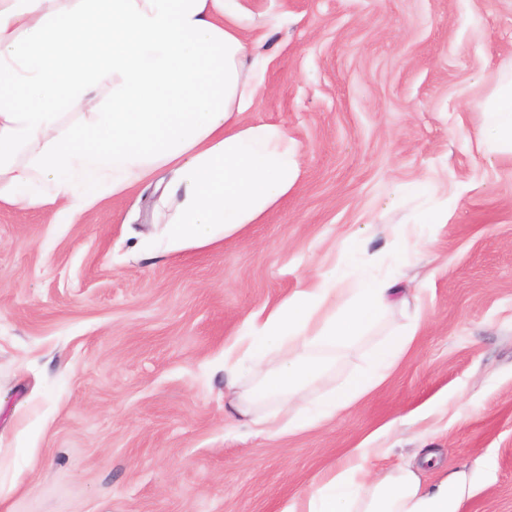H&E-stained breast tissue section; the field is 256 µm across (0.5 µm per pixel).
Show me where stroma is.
<instances>
[{"instance_id":"1","label":"stroma","mask_w":512,"mask_h":512,"mask_svg":"<svg viewBox=\"0 0 512 512\" xmlns=\"http://www.w3.org/2000/svg\"><path fill=\"white\" fill-rule=\"evenodd\" d=\"M239 3L268 61L244 118L287 129L301 161L260 223L153 248V215L175 210L166 170L73 223L0 204V512H277L354 448L376 449L379 474L434 449L425 481L472 479L460 512H512V158L477 136L512 69V0ZM433 205L448 223L405 239L395 267L392 228ZM351 235L367 241L354 257ZM339 264L396 278L397 300L298 401L418 317L410 350L332 422L248 433L225 344L303 271Z\"/></svg>"}]
</instances>
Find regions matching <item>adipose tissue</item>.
<instances>
[{
    "label": "adipose tissue",
    "instance_id": "adipose-tissue-1",
    "mask_svg": "<svg viewBox=\"0 0 512 512\" xmlns=\"http://www.w3.org/2000/svg\"><path fill=\"white\" fill-rule=\"evenodd\" d=\"M263 71L236 0H0V203H57L75 217L167 167L176 210L165 250L235 236L288 196L300 173L285 129L243 118ZM479 142L489 155L512 154V72L483 103ZM395 294L391 279L338 267L305 276L267 315L248 317L224 347V368L253 373L251 401L279 408L257 416L241 408L247 427L273 438L301 433L379 388L416 328L374 351L341 390L294 401ZM371 454L352 449L280 512H460L471 493L463 471L435 484L406 463L371 474Z\"/></svg>",
    "mask_w": 512,
    "mask_h": 512
}]
</instances>
